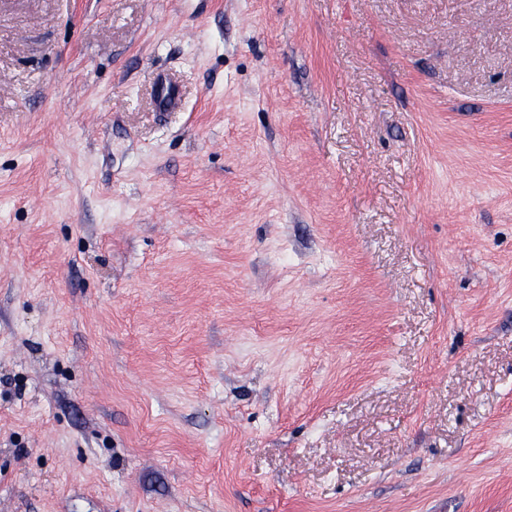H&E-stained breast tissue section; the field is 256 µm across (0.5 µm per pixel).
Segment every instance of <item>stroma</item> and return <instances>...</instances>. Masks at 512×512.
<instances>
[{"label": "stroma", "mask_w": 512, "mask_h": 512, "mask_svg": "<svg viewBox=\"0 0 512 512\" xmlns=\"http://www.w3.org/2000/svg\"><path fill=\"white\" fill-rule=\"evenodd\" d=\"M0 512H512V0H0Z\"/></svg>", "instance_id": "35a3bbf8"}]
</instances>
